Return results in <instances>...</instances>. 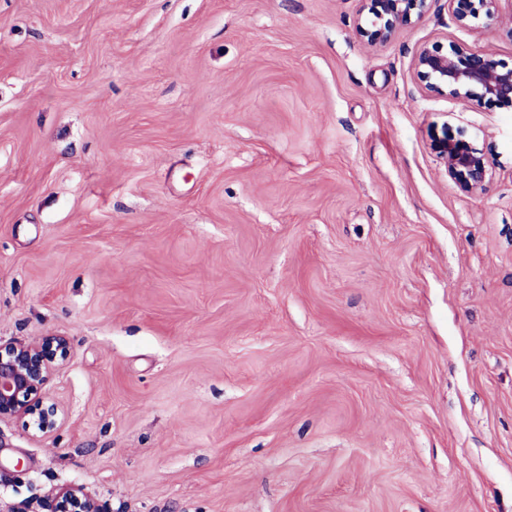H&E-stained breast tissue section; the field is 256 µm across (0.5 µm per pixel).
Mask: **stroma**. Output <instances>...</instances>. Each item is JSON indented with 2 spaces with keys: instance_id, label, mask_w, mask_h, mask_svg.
<instances>
[{
  "instance_id": "stroma-1",
  "label": "stroma",
  "mask_w": 512,
  "mask_h": 512,
  "mask_svg": "<svg viewBox=\"0 0 512 512\" xmlns=\"http://www.w3.org/2000/svg\"><path fill=\"white\" fill-rule=\"evenodd\" d=\"M360 8L0 0V341L72 347L0 512H512V109L414 71L512 34L432 0L373 48ZM448 177L464 193L482 190L491 174L485 156L463 138L448 136L440 145ZM22 512H109L106 507L95 499L87 496L79 488H69L57 493H48L43 499L37 501L36 506L31 503L26 511Z\"/></svg>"
}]
</instances>
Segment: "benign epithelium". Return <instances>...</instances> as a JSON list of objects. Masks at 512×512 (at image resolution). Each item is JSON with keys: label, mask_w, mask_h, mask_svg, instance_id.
<instances>
[{"label": "benign epithelium", "mask_w": 512, "mask_h": 512, "mask_svg": "<svg viewBox=\"0 0 512 512\" xmlns=\"http://www.w3.org/2000/svg\"><path fill=\"white\" fill-rule=\"evenodd\" d=\"M361 35L371 47L386 45L398 30L422 20L431 0H362ZM502 0H448L456 23L468 27L477 19L489 25H507L512 33V14L501 9ZM422 87L437 95L469 103L473 107L495 104L512 108V67L493 54L440 42L422 47L415 58ZM448 177L464 193L484 188L490 178L485 156L463 136H448L440 145ZM65 336H44L30 344L0 343V420L27 418V429L46 436L59 427L58 406L40 397L52 372L69 357ZM26 512H107L104 505L79 488L48 493Z\"/></svg>", "instance_id": "benign-epithelium-1"}]
</instances>
